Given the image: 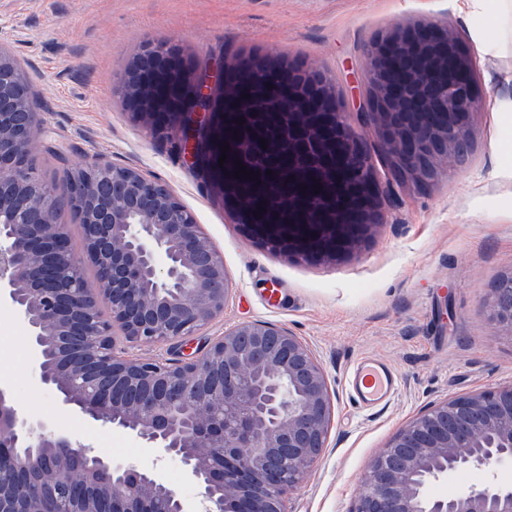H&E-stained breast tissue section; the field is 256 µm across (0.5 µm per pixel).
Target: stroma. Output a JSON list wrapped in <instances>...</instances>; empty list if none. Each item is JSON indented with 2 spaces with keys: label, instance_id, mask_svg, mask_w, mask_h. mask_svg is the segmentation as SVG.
<instances>
[{
  "label": "stroma",
  "instance_id": "35a3bbf8",
  "mask_svg": "<svg viewBox=\"0 0 512 512\" xmlns=\"http://www.w3.org/2000/svg\"><path fill=\"white\" fill-rule=\"evenodd\" d=\"M418 19L448 22L477 50L487 18L463 22L456 0H0V40L35 67L44 125L35 151L47 180L100 155L170 185L224 259L231 283L224 311L179 347L117 344L131 358L191 357L233 327L286 328L322 365L333 400L327 446L289 496L291 512H351L380 448L419 412L449 398L512 385V338L489 321V288L512 273V171L499 159L498 113L512 101V51L479 55L485 94L473 117L474 151L437 184L396 190L388 221L348 253L307 259L268 247L234 220L218 184L177 153V129L154 134L117 88L143 41L176 47L189 68L227 52H253L325 71L349 113L365 88L362 50L383 28ZM0 302V387L28 414L91 443L96 451L161 472L186 499L195 490L181 464L63 408L32 372L28 336ZM398 376L390 401L360 407L347 376L359 360Z\"/></svg>",
  "mask_w": 512,
  "mask_h": 512
}]
</instances>
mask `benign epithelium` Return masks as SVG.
<instances>
[{"label":"benign epithelium","instance_id":"7a95c632","mask_svg":"<svg viewBox=\"0 0 512 512\" xmlns=\"http://www.w3.org/2000/svg\"><path fill=\"white\" fill-rule=\"evenodd\" d=\"M363 56L368 82L355 127L320 70L227 54L218 67L206 60L189 71L173 46L153 40L126 72L124 100L154 130L178 126L180 152L220 181L237 223L290 252L337 255L385 223L394 187L380 183L372 155L396 184L427 188L469 160L471 118L482 107L476 57L446 22L394 26ZM32 87L0 42V300L28 327L36 376L65 409L178 459L196 489L195 512H288L289 492L318 462L331 424L321 365L289 331L264 322L237 325L177 362L120 355L117 329L132 342L179 344L220 315L230 291L223 259L166 183L99 155L64 167L82 217L77 255L41 180L33 145L43 120ZM243 141L276 180L258 171L246 189L235 178ZM270 194L282 205L254 215ZM487 305L498 335L512 338V274L496 281ZM507 463L512 385L446 400L377 452L352 512H512V488L490 479L429 491L459 470ZM77 471L73 512H188L155 471L94 452L0 388V512H55L32 489L44 478L63 489Z\"/></svg>","mask_w":512,"mask_h":512}]
</instances>
